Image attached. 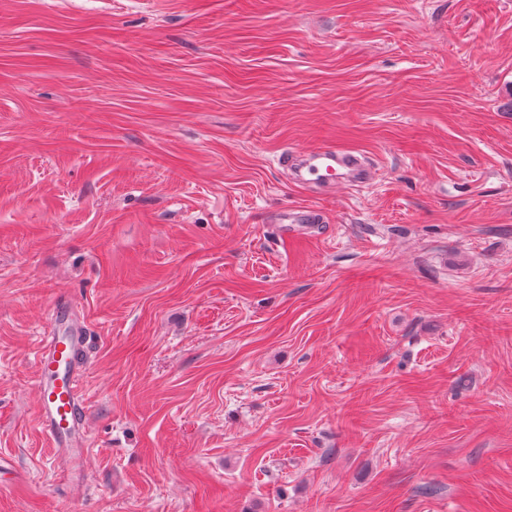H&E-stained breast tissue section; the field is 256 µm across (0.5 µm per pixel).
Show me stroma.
Listing matches in <instances>:
<instances>
[{"mask_svg":"<svg viewBox=\"0 0 512 512\" xmlns=\"http://www.w3.org/2000/svg\"><path fill=\"white\" fill-rule=\"evenodd\" d=\"M324 144L372 180L293 185ZM0 461V512H512V0H0ZM324 220L322 211L309 207L297 210H285L281 218V224H320ZM65 308L62 305L54 310L49 335L37 358V408L55 452L76 465L87 449L86 413L78 392L86 338L79 329L61 333Z\"/></svg>","mask_w":512,"mask_h":512,"instance_id":"35a3bbf8","label":"stroma"}]
</instances>
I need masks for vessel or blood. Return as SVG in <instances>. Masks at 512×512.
I'll return each instance as SVG.
<instances>
[{
  "mask_svg": "<svg viewBox=\"0 0 512 512\" xmlns=\"http://www.w3.org/2000/svg\"><path fill=\"white\" fill-rule=\"evenodd\" d=\"M283 165L294 182L307 187L348 181L366 183L370 169L353 151L318 147L284 159ZM65 307H56L51 328L37 358L38 415L43 431L56 453L70 464H78L87 445L86 413L80 400V361L86 352V338L80 330L62 334Z\"/></svg>",
  "mask_w": 512,
  "mask_h": 512,
  "instance_id": "vessel-or-blood-1",
  "label": "vessel or blood"
}]
</instances>
